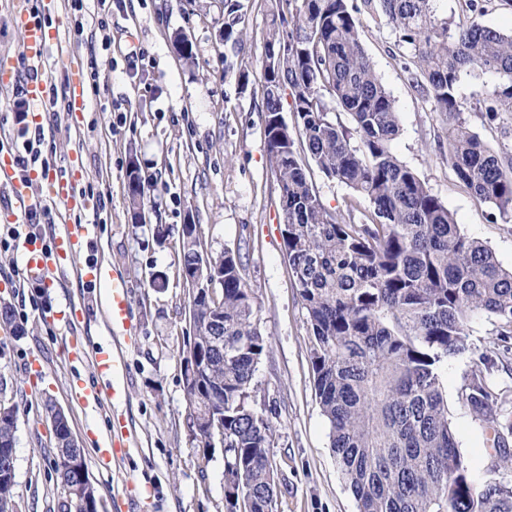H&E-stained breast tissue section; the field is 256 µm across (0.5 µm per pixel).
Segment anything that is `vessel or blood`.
<instances>
[{
  "label": "vessel or blood",
  "instance_id": "1",
  "mask_svg": "<svg viewBox=\"0 0 512 512\" xmlns=\"http://www.w3.org/2000/svg\"><path fill=\"white\" fill-rule=\"evenodd\" d=\"M8 9L15 22L25 30V42L20 57L0 55V96H7L11 86L10 77L17 70H25L27 82L25 89L33 106H41L50 93V83L45 77L46 67L51 56L68 59L69 45L54 33L47 31L45 24L34 18L32 0H10ZM0 184L9 188L12 203L7 211L9 219H16L28 213L34 203L46 202L61 206L69 223L59 231L52 242L43 239L27 238L21 244L20 274L24 277H39L49 270L57 268L60 258L74 247L89 241L93 229L86 224L77 223V215L84 213L88 200L75 180L64 177L59 163L53 157L42 161L40 179L23 176L16 172L10 153L0 151ZM76 278L97 285L104 281L112 283V303L105 314V321L113 335L130 336L134 327L129 317V306L125 291L124 274L119 266H110L101 262L76 268ZM124 370L122 351L112 354V384L100 388L84 383L74 389L77 401H94L104 405L118 398L119 383ZM126 427L112 430L113 451H101L100 458L105 465L123 466L125 456L119 455L122 444L128 442Z\"/></svg>",
  "mask_w": 512,
  "mask_h": 512
}]
</instances>
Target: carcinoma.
Masks as SVG:
<instances>
[{
    "label": "carcinoma",
    "mask_w": 512,
    "mask_h": 512,
    "mask_svg": "<svg viewBox=\"0 0 512 512\" xmlns=\"http://www.w3.org/2000/svg\"><path fill=\"white\" fill-rule=\"evenodd\" d=\"M262 61L261 111L270 166L280 192L282 237L311 333L316 396L330 424L337 469L358 512H512V485L473 478L448 423L440 363L468 351L467 323L483 314L512 336V270L461 233L454 215L391 151L400 132L395 100L360 38L363 11L378 10L409 48L403 69L431 111L448 119L447 150L458 179L492 218L512 221V143L484 145L463 113L492 125L512 115V33L479 22L489 0H463L465 23L441 17L438 0H272ZM245 0H224V43L242 45ZM501 81L469 105L462 79ZM294 121H285L283 94ZM316 167L353 191L348 221L313 183ZM129 209L147 189L130 161ZM185 224L180 269L198 264L221 287L189 302L186 351L208 358L197 379L182 376L190 417L215 411L224 426V512H266L275 473L274 425L252 395L267 339L253 322L254 296L229 250H199ZM224 337V347L212 337ZM461 399L512 438L501 420L509 402L471 372ZM17 419L0 418V506L14 501ZM56 481L69 463L54 456Z\"/></svg>",
    "instance_id": "obj_1"
}]
</instances>
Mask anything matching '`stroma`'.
Segmentation results:
<instances>
[{
    "label": "stroma",
    "mask_w": 512,
    "mask_h": 512,
    "mask_svg": "<svg viewBox=\"0 0 512 512\" xmlns=\"http://www.w3.org/2000/svg\"><path fill=\"white\" fill-rule=\"evenodd\" d=\"M66 10L70 59L85 76L91 108L74 113L76 130L62 126L61 113L44 108L41 151L60 158L79 155L76 180L95 199L83 221L95 223L91 250L67 255V274L47 287L34 277L15 285L17 240L0 248V300L12 305L22 336L0 325V397L17 408L15 443L17 512H63L67 494L50 476L55 450L46 404L66 415L84 450L86 469L100 495L99 512H123L127 475L151 484L147 512H224V453L202 461L191 432L182 384V351L189 334L188 292L178 266L182 227H198L208 254L232 250L255 303L253 320L268 338L254 377L259 403L271 413L277 473L275 512H357L336 468L330 425L315 396L309 360L311 336L306 310L290 274L280 231L279 189L271 171L264 114L259 109L261 62L272 11L271 0H246L242 48L232 53L220 37L222 0H57ZM195 47L186 63L174 50L176 33ZM362 44L399 112L401 133L392 151L417 173L455 215L460 230L489 247L512 268V223L492 220L457 178L443 144L444 117L402 67L407 53L386 19L363 17ZM233 69H226L225 58ZM248 86L239 83L240 72ZM21 91L0 100V134L13 153L24 150L25 125L16 113L32 112ZM137 161L142 180L153 187L144 212L132 220L126 173ZM167 230L157 239L156 227ZM119 264L127 276L136 334L124 348L126 373L113 408L75 401L77 382L105 383L93 360L112 351V332L102 308L112 296L103 283L83 288L70 271L90 261ZM167 286H149L154 272ZM469 351L441 363L440 381L448 422L461 457L476 480L491 473L512 478L500 467L512 447L499 451L494 433L461 399V388L482 360L512 364V339H502L493 319L478 314L467 324ZM121 414L136 443L126 472L99 457L112 437V416Z\"/></svg>",
    "instance_id": "35a3bbf8"
}]
</instances>
